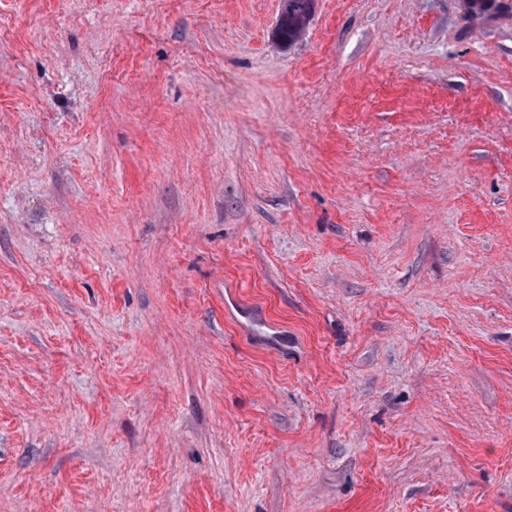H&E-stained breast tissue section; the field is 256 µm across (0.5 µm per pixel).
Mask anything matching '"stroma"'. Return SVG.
<instances>
[{
  "label": "stroma",
  "mask_w": 512,
  "mask_h": 512,
  "mask_svg": "<svg viewBox=\"0 0 512 512\" xmlns=\"http://www.w3.org/2000/svg\"><path fill=\"white\" fill-rule=\"evenodd\" d=\"M0 0V512H512V0ZM315 0H283L274 29L275 39L284 45L294 42L303 32L312 14Z\"/></svg>",
  "instance_id": "35a3bbf8"
}]
</instances>
